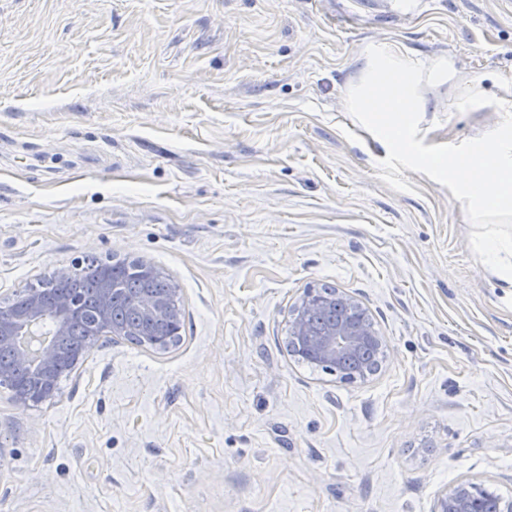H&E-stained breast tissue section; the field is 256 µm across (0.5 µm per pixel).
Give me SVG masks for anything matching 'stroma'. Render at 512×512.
<instances>
[{
  "instance_id": "stroma-1",
  "label": "stroma",
  "mask_w": 512,
  "mask_h": 512,
  "mask_svg": "<svg viewBox=\"0 0 512 512\" xmlns=\"http://www.w3.org/2000/svg\"><path fill=\"white\" fill-rule=\"evenodd\" d=\"M453 75L432 146L512 103V0H0V308L56 264L139 259L179 290L166 351L99 340L40 406L0 388V512H434L512 499V288L463 206L347 113L369 46ZM366 308L346 383L286 349L305 289ZM473 486L465 482L457 483L438 503L436 512H475L472 500ZM449 505V507H448Z\"/></svg>"
}]
</instances>
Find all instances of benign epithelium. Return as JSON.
<instances>
[{"label":"benign epithelium","mask_w":512,"mask_h":512,"mask_svg":"<svg viewBox=\"0 0 512 512\" xmlns=\"http://www.w3.org/2000/svg\"><path fill=\"white\" fill-rule=\"evenodd\" d=\"M118 292L110 272L103 273L98 294L97 321L88 347L66 354L61 345L70 336L82 311L78 302L64 295H48L42 288L27 289L26 304L19 310L0 312V348L11 349L12 361L0 366V386H9L21 372L33 375L36 385L26 397L14 400L25 406H35L52 399L58 390V370L69 361L77 363L100 337L129 338L145 336L148 345L165 350L179 338L180 313L178 289L171 288L161 295L150 288L128 299L137 321L129 324L114 318L113 296ZM334 303L310 291L303 294L292 312L289 335L300 351L320 366L342 369L346 363L359 358L364 349L380 346L383 337L373 327L366 326L354 316L331 318L318 334L310 332L308 317L311 309L325 312ZM473 486L460 482L453 486L438 503L436 512H475Z\"/></svg>","instance_id":"obj_1"}]
</instances>
